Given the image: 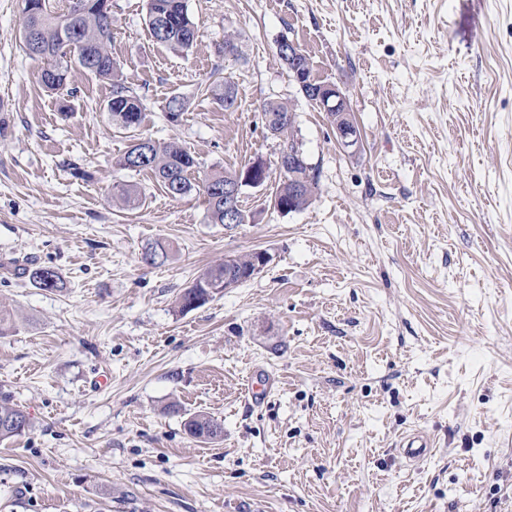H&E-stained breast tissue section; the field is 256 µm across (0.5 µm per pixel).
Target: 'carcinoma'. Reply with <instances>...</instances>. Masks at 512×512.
<instances>
[{"label": "carcinoma", "instance_id": "cac0c4a2", "mask_svg": "<svg viewBox=\"0 0 512 512\" xmlns=\"http://www.w3.org/2000/svg\"><path fill=\"white\" fill-rule=\"evenodd\" d=\"M43 12L38 16L21 14V29L41 24L43 44L39 52L45 67L41 82L45 89L55 93L65 87L72 64H78L100 80L112 84V97L108 111L112 121L124 129L130 116L142 124L145 118L141 98L119 78L116 62L112 59V13L99 8V0H65L59 10L52 0H40ZM146 28L158 44L175 51H187L194 43L196 25L190 17L186 0H147ZM265 112L278 116L274 130L277 136L288 139V104L267 102ZM144 149L147 165L162 189L172 197H182L193 192L203 195L207 203V218L212 224L224 223V186L233 182L235 170L213 168L198 178L191 179L192 169L197 167L193 155L175 142L159 143L151 139L144 145H130L117 159L116 164L129 168L131 156ZM118 196L128 208H137L143 202V194L135 184H126L118 190ZM23 274L36 288L62 291L65 283L55 269L32 265L23 268ZM224 290V264L219 263L199 274L194 282L179 295L177 305L182 311L203 306L214 293ZM215 419L206 415H194L187 419L185 428L192 437L215 440L218 434L210 430ZM31 426L27 413L17 404L0 403V439H8L25 433Z\"/></svg>", "mask_w": 512, "mask_h": 512}]
</instances>
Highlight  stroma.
Wrapping results in <instances>:
<instances>
[{"instance_id": "stroma-1", "label": "stroma", "mask_w": 512, "mask_h": 512, "mask_svg": "<svg viewBox=\"0 0 512 512\" xmlns=\"http://www.w3.org/2000/svg\"><path fill=\"white\" fill-rule=\"evenodd\" d=\"M187 5L178 52L149 37L146 0H112V57L145 105L126 130L81 66L69 94L42 87L20 2L0 0V401L32 423L0 440V512H512V0ZM284 38L347 96L357 151L291 80ZM270 98L295 105L305 209H273V178L245 189L247 223L212 224L203 196L116 164L137 139L202 171L275 163ZM156 240L172 257L149 266ZM260 249V273L178 308L201 271ZM31 264L65 289L33 287ZM197 413L220 439L186 433ZM417 431L434 448L410 465L396 446Z\"/></svg>"}]
</instances>
